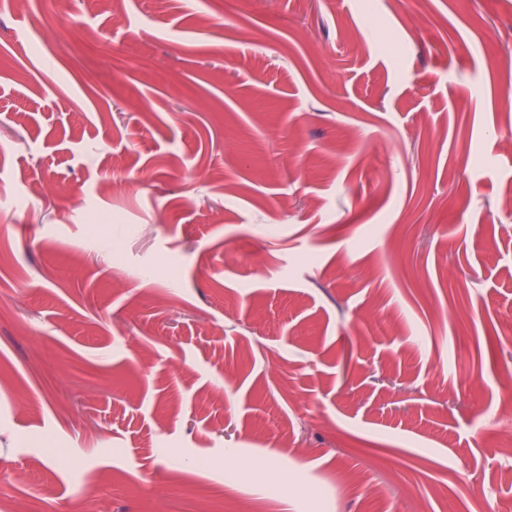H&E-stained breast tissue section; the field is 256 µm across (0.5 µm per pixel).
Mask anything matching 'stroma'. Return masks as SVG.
Here are the masks:
<instances>
[{"instance_id": "1", "label": "stroma", "mask_w": 512, "mask_h": 512, "mask_svg": "<svg viewBox=\"0 0 512 512\" xmlns=\"http://www.w3.org/2000/svg\"><path fill=\"white\" fill-rule=\"evenodd\" d=\"M509 79L512 0H0V512L512 499Z\"/></svg>"}]
</instances>
